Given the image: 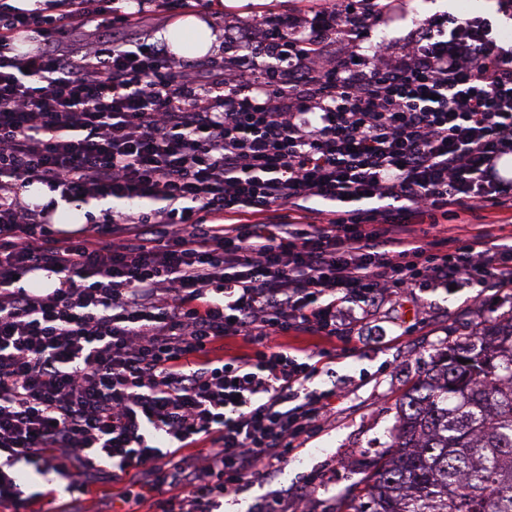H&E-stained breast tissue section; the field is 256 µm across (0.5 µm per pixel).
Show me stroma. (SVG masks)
<instances>
[{
    "label": "stroma",
    "mask_w": 512,
    "mask_h": 512,
    "mask_svg": "<svg viewBox=\"0 0 512 512\" xmlns=\"http://www.w3.org/2000/svg\"><path fill=\"white\" fill-rule=\"evenodd\" d=\"M302 0H280L268 9L252 0L245 9L209 13L216 31L246 28L256 19L275 21L302 8ZM485 15L499 31L512 32V0H413L402 20L379 27L362 46L363 54L381 47L399 55L419 25ZM512 312V299L475 289L415 290L380 305L358 332L364 342L350 351L337 350L333 368L345 384L336 412L318 426L308 443L259 476L246 480L225 499L224 512H261L263 504L280 498L284 512H335L348 489L362 481L386 448L394 423L395 404L436 349L464 334L483 330L490 320ZM19 478L38 495L34 512H120L127 483L111 477L91 478L85 490L48 488L35 466L21 462Z\"/></svg>",
    "instance_id": "35a3bbf8"
}]
</instances>
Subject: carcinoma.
<instances>
[{"label":"carcinoma","instance_id":"carcinoma-1","mask_svg":"<svg viewBox=\"0 0 512 512\" xmlns=\"http://www.w3.org/2000/svg\"><path fill=\"white\" fill-rule=\"evenodd\" d=\"M395 409L336 512H512V312L433 354Z\"/></svg>","mask_w":512,"mask_h":512}]
</instances>
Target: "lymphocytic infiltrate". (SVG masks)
Listing matches in <instances>:
<instances>
[{
	"label": "lymphocytic infiltrate",
	"mask_w": 512,
	"mask_h": 512,
	"mask_svg": "<svg viewBox=\"0 0 512 512\" xmlns=\"http://www.w3.org/2000/svg\"><path fill=\"white\" fill-rule=\"evenodd\" d=\"M358 2L226 29L245 55L196 65L112 0L0 9V504L28 512L25 461L72 492L144 470L125 504L221 512L333 407L308 386L332 354L282 336L351 340L397 291L512 295V44L452 17L362 58L400 0ZM92 24L137 36L59 52ZM26 32L40 49L12 55ZM32 183L117 206L67 232L21 197ZM38 272L58 287L18 286ZM238 336L252 353L225 352Z\"/></svg>",
	"instance_id": "1"
}]
</instances>
